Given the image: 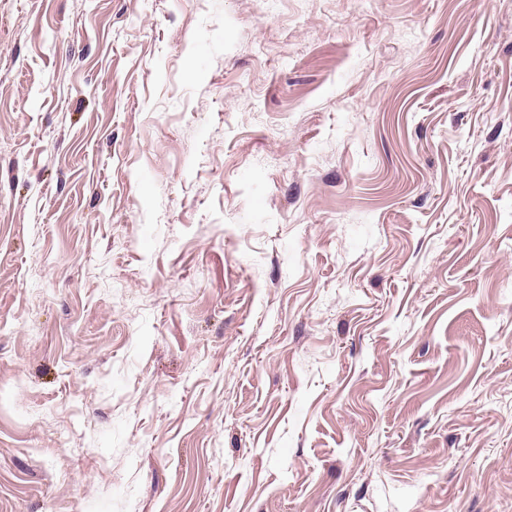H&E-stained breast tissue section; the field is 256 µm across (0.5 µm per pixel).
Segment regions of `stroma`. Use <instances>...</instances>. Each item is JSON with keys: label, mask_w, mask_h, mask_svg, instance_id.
Listing matches in <instances>:
<instances>
[{"label": "stroma", "mask_w": 512, "mask_h": 512, "mask_svg": "<svg viewBox=\"0 0 512 512\" xmlns=\"http://www.w3.org/2000/svg\"><path fill=\"white\" fill-rule=\"evenodd\" d=\"M0 512H512V0H0Z\"/></svg>", "instance_id": "stroma-1"}]
</instances>
